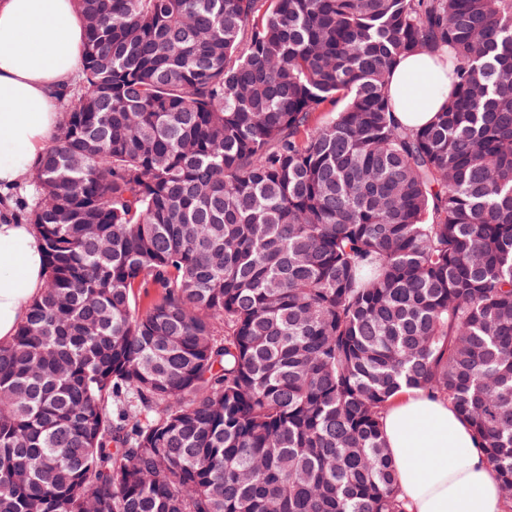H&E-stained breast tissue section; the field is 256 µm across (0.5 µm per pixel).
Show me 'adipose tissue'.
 <instances>
[{
  "label": "adipose tissue",
  "instance_id": "1",
  "mask_svg": "<svg viewBox=\"0 0 512 512\" xmlns=\"http://www.w3.org/2000/svg\"><path fill=\"white\" fill-rule=\"evenodd\" d=\"M84 33L77 0H0V343L13 339L46 282L44 244L11 194L63 119ZM388 90L399 124L425 127L451 91L448 68L425 54L401 57ZM383 433L409 512H505L496 472L448 401L404 392Z\"/></svg>",
  "mask_w": 512,
  "mask_h": 512
}]
</instances>
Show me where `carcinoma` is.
Instances as JSON below:
<instances>
[{
	"instance_id": "cac0c4a2",
	"label": "carcinoma",
	"mask_w": 512,
	"mask_h": 512,
	"mask_svg": "<svg viewBox=\"0 0 512 512\" xmlns=\"http://www.w3.org/2000/svg\"><path fill=\"white\" fill-rule=\"evenodd\" d=\"M0 344V512H407L448 400L512 488V0H78ZM448 48L425 128L390 69Z\"/></svg>"
}]
</instances>
